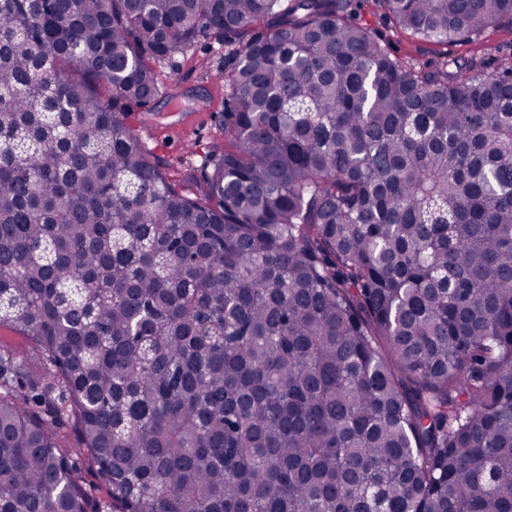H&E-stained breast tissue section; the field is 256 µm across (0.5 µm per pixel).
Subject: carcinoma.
Masks as SVG:
<instances>
[{"label": "carcinoma", "instance_id": "carcinoma-1", "mask_svg": "<svg viewBox=\"0 0 512 512\" xmlns=\"http://www.w3.org/2000/svg\"><path fill=\"white\" fill-rule=\"evenodd\" d=\"M359 2L0 0V512H512V68ZM207 36L185 184L130 110ZM360 18L368 26L383 33L389 41L392 52L401 57H410L414 62L436 64L443 59H459L477 64L482 74L488 75L512 66V30L493 28L481 38L462 40L448 45H434L422 41L408 32L396 30L391 24L381 21L372 12L371 2H363Z\"/></svg>", "mask_w": 512, "mask_h": 512}]
</instances>
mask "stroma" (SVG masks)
<instances>
[{
	"instance_id": "35a3bbf8",
	"label": "stroma",
	"mask_w": 512,
	"mask_h": 512,
	"mask_svg": "<svg viewBox=\"0 0 512 512\" xmlns=\"http://www.w3.org/2000/svg\"><path fill=\"white\" fill-rule=\"evenodd\" d=\"M360 17L368 26L381 30L392 52L414 62L438 63L444 59L475 62L488 75L512 66V29L488 30L481 38L448 45H434L383 23L364 4ZM169 92L178 94V108L156 100L160 112L148 120L143 109H133L129 121L149 149L166 165L174 178H182L187 162L201 163L214 144L223 143L221 131L224 101V49L211 37L200 38L191 58H175L163 65Z\"/></svg>"
}]
</instances>
